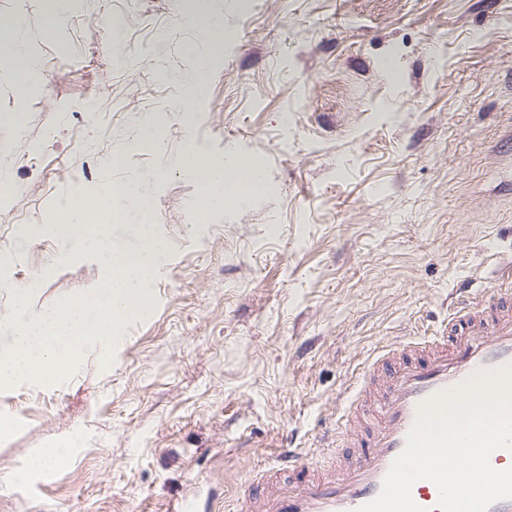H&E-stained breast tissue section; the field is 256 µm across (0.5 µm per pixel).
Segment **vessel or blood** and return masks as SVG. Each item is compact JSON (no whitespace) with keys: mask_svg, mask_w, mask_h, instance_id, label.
Segmentation results:
<instances>
[{"mask_svg":"<svg viewBox=\"0 0 512 512\" xmlns=\"http://www.w3.org/2000/svg\"><path fill=\"white\" fill-rule=\"evenodd\" d=\"M512 362V292L460 299L442 334L407 338L380 354L361 376L346 414L336 423L342 450L337 468L323 473L303 449L283 448L277 472L258 474L242 496V512H355L380 492L392 463L406 449L418 405L453 389L478 370ZM429 512L438 501L433 482L412 487Z\"/></svg>","mask_w":512,"mask_h":512,"instance_id":"vessel-or-blood-1","label":"vessel or blood"}]
</instances>
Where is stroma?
<instances>
[{"label": "stroma", "instance_id": "obj_1", "mask_svg": "<svg viewBox=\"0 0 512 512\" xmlns=\"http://www.w3.org/2000/svg\"><path fill=\"white\" fill-rule=\"evenodd\" d=\"M181 0H0L36 58L27 105L0 81V343L14 287L29 310L92 293L94 251L32 237L92 183L137 189L113 223L141 242L142 197L164 258L148 314L114 362L92 348L61 384L0 392V466L21 473L0 512H237L287 437L313 460L371 360L448 321L512 261V0H223V38ZM123 21L125 67L113 64ZM208 67L195 120L157 68ZM260 161L267 188L197 211L190 146ZM125 163L113 165V155ZM44 448L65 464L30 466Z\"/></svg>", "mask_w": 512, "mask_h": 512}]
</instances>
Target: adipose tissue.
<instances>
[{
	"mask_svg": "<svg viewBox=\"0 0 512 512\" xmlns=\"http://www.w3.org/2000/svg\"><path fill=\"white\" fill-rule=\"evenodd\" d=\"M182 165L199 179L211 205L223 204L226 194L238 191L248 194L261 189L265 182V170L258 163L241 164L233 151L219 157L211 156L204 149L187 150Z\"/></svg>",
	"mask_w": 512,
	"mask_h": 512,
	"instance_id": "obj_1",
	"label": "adipose tissue"
}]
</instances>
